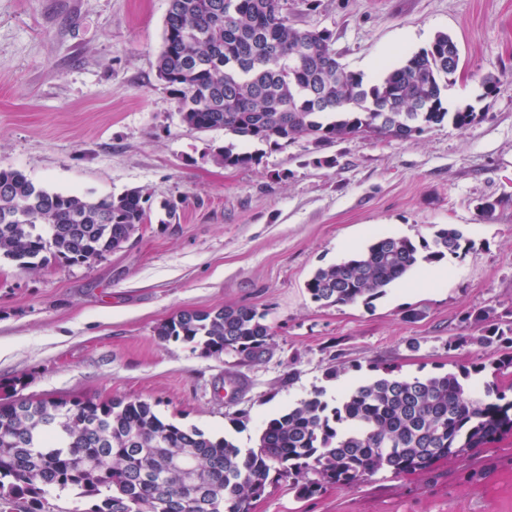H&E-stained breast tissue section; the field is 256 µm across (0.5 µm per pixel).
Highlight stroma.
Masks as SVG:
<instances>
[{"mask_svg": "<svg viewBox=\"0 0 512 512\" xmlns=\"http://www.w3.org/2000/svg\"><path fill=\"white\" fill-rule=\"evenodd\" d=\"M167 9L0 0V168L65 194L137 188L151 204L150 223L90 263L0 259V401L138 399L163 421L253 448L314 390L333 401L388 368L422 377L482 363L477 387L512 400V368L495 371L479 345H448L480 309L512 328V0H319L313 11L296 0L292 23L330 30L341 62L368 82L448 33L460 65L444 105L477 119L405 140L236 142L261 157L248 169L214 164L211 148L232 135L184 125L157 79ZM489 77L499 85L488 95ZM448 225L473 246L445 258L448 278L432 291L417 289V268L369 307H324L306 291L316 270L374 237L416 242ZM221 306L265 313L270 356H208L156 334L179 311ZM332 366L339 377H327ZM251 512H512V433L427 470L382 469L302 499L277 477Z\"/></svg>", "mask_w": 512, "mask_h": 512, "instance_id": "1", "label": "stroma"}]
</instances>
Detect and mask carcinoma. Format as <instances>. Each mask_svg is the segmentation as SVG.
I'll list each match as a JSON object with an SVG mask.
<instances>
[{
    "instance_id": "cac0c4a2",
    "label": "carcinoma",
    "mask_w": 512,
    "mask_h": 512,
    "mask_svg": "<svg viewBox=\"0 0 512 512\" xmlns=\"http://www.w3.org/2000/svg\"><path fill=\"white\" fill-rule=\"evenodd\" d=\"M288 10V0H169L155 68L183 124L243 141L277 145L306 136L319 145L362 131L407 139L446 119L458 129L476 120L469 108L443 105L459 69L448 61V34L368 83L340 62L330 31L298 28ZM211 158L225 168L260 161L232 144L212 149ZM147 202L137 189L103 198L50 192L19 170L0 169V258L28 269L89 263L150 223ZM471 245L452 226L418 244L376 237L317 270L306 290L323 306H368L420 263ZM265 318L247 306L182 311L157 336L257 362L271 349ZM462 324L480 335L452 336L448 347L478 343L499 353L496 368L512 367V337L492 311L470 313ZM484 370L461 365L424 378L387 372L333 405L316 390L270 419L246 452L225 436L167 423L141 400L0 403V502L23 498L28 512H42L46 495L71 490L91 500L87 512H250L273 471L309 497L325 483L354 484L380 469L425 470L512 432V400L490 387L477 396L468 385Z\"/></svg>"
}]
</instances>
